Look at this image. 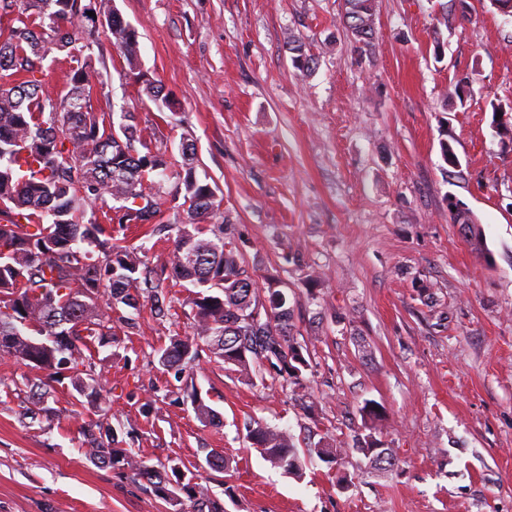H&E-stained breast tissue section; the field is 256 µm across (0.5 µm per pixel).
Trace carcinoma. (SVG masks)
Here are the masks:
<instances>
[{
	"mask_svg": "<svg viewBox=\"0 0 512 512\" xmlns=\"http://www.w3.org/2000/svg\"><path fill=\"white\" fill-rule=\"evenodd\" d=\"M344 2L345 29L363 56L375 37L367 23L375 0ZM31 7L32 12L16 16L0 43V70L23 74L17 82L0 84V351L45 373L37 382L24 383L34 390L39 410L52 415L48 401L64 379L81 397L106 402L95 342L112 335L114 321L136 328L146 301L155 318L170 315L164 287L153 281L139 251L112 241L106 228L151 223L170 178L175 179L170 196L183 197L189 220L178 229L169 277L197 291L187 299L191 333L159 349V365L180 381L205 349L245 382L257 376L256 366L266 364L283 381L307 387L304 373L310 363L294 338L288 297L271 283L259 292L239 250L226 240L230 225L220 221L221 199L217 188L198 178L192 145L181 143L178 161L145 143L142 154L134 113L122 112L116 124L94 109L96 25L132 70L138 63L135 29L103 0L96 10L81 0H31ZM91 10L95 15H88ZM53 49L76 62L67 93L56 100L41 94L43 71L31 61ZM292 52L298 70L317 65L304 46ZM152 174L160 180H149ZM452 220L470 229L469 245L482 251L471 215L454 212ZM141 283L150 288L146 296ZM190 400L198 418L216 417L197 392ZM84 434L92 458L131 473L157 496L173 502L183 493L208 512H224L210 487L192 480L179 465L148 466L135 449L120 447L109 422L91 420ZM246 440L273 466L301 475L303 462L288 432L255 420ZM356 451L378 469L393 465L392 449L370 435ZM345 452L329 437L306 449L327 464Z\"/></svg>",
	"mask_w": 512,
	"mask_h": 512,
	"instance_id": "obj_1",
	"label": "carcinoma"
}]
</instances>
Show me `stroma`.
Wrapping results in <instances>:
<instances>
[{
	"instance_id": "obj_1",
	"label": "stroma",
	"mask_w": 512,
	"mask_h": 512,
	"mask_svg": "<svg viewBox=\"0 0 512 512\" xmlns=\"http://www.w3.org/2000/svg\"><path fill=\"white\" fill-rule=\"evenodd\" d=\"M467 3L463 14L453 0H376L361 58L343 0H112L137 31L141 71L100 42L95 108L134 112L148 145L194 143L246 268L257 283L276 279L311 357L309 418L290 387L245 383L200 356L193 378L219 414L211 424L174 398L157 361L189 330L174 281L169 319L142 311L138 328L115 326L100 347V410L127 447L194 471L224 512H512V147L494 129L512 123V21L489 0ZM296 41L317 55L314 71L294 68ZM145 77L172 108L144 93ZM454 203L484 251L453 224ZM186 220L162 201L125 242L161 271ZM40 376L0 353V512H172L90 458L82 428L95 410L70 386H57L54 416L29 417L16 386ZM368 400L385 409L380 438L396 458L385 470L351 451L333 467L306 458L296 479L244 440L259 419L302 451L326 433L351 446ZM212 450L227 469L207 465Z\"/></svg>"
}]
</instances>
